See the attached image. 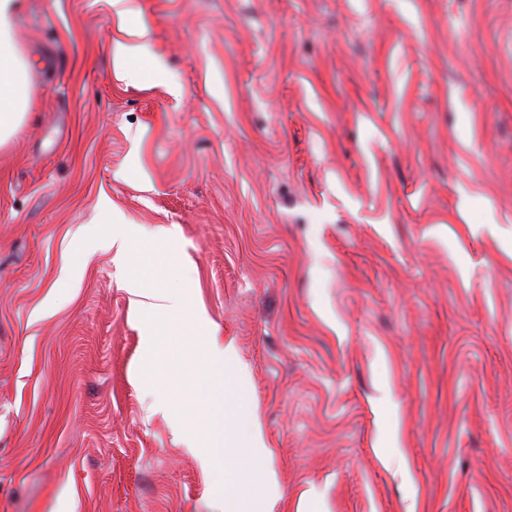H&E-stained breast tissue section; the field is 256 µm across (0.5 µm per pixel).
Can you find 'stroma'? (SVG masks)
<instances>
[{"mask_svg": "<svg viewBox=\"0 0 512 512\" xmlns=\"http://www.w3.org/2000/svg\"><path fill=\"white\" fill-rule=\"evenodd\" d=\"M25 0L0 146V512H220L135 376L127 262L205 311L273 512H512V0ZM140 77H117L115 44Z\"/></svg>", "mask_w": 512, "mask_h": 512, "instance_id": "1", "label": "stroma"}]
</instances>
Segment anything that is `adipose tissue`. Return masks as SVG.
I'll return each mask as SVG.
<instances>
[{"label": "adipose tissue", "instance_id": "1", "mask_svg": "<svg viewBox=\"0 0 512 512\" xmlns=\"http://www.w3.org/2000/svg\"><path fill=\"white\" fill-rule=\"evenodd\" d=\"M22 5L23 0H0V143L14 134L32 96L27 64L14 38Z\"/></svg>", "mask_w": 512, "mask_h": 512}]
</instances>
